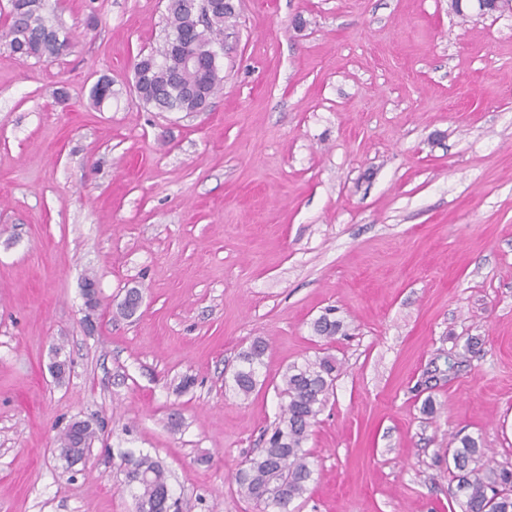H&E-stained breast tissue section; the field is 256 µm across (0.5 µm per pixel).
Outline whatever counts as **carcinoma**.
Returning <instances> with one entry per match:
<instances>
[{"label": "carcinoma", "instance_id": "cac0c4a2", "mask_svg": "<svg viewBox=\"0 0 512 512\" xmlns=\"http://www.w3.org/2000/svg\"><path fill=\"white\" fill-rule=\"evenodd\" d=\"M46 0H9L0 23V45L22 61L58 57L72 45L69 33L46 15ZM235 17L218 12L206 21L194 0H169L163 44L142 54L134 64L133 88L136 99L162 112H203L223 86L220 65L200 75L183 65L185 50L208 53L223 42L224 27ZM112 80L101 78L90 89L92 104L98 108L112 99ZM342 329V323L323 315L314 323L315 333L328 340ZM268 344L254 340L238 356L230 388L244 396L258 384ZM336 358L331 355L288 366L282 376L281 396L286 398L279 420L262 448L239 464L234 482L239 492L261 507V512H288L316 480L311 454L305 448L311 427L324 409L336 380ZM96 430L84 423L75 440L70 429L58 438L66 449L62 457L72 466L90 454ZM484 448L478 439L465 436L448 449V466L453 485L448 494L461 501L463 512H512V470L497 469L482 461ZM126 485L133 492L137 512H176L166 469L149 454L126 452L121 456Z\"/></svg>", "mask_w": 512, "mask_h": 512}]
</instances>
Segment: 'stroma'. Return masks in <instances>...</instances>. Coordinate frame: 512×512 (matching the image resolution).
I'll return each instance as SVG.
<instances>
[{"label":"stroma","instance_id":"obj_1","mask_svg":"<svg viewBox=\"0 0 512 512\" xmlns=\"http://www.w3.org/2000/svg\"><path fill=\"white\" fill-rule=\"evenodd\" d=\"M234 4L204 112L133 92L168 0H48L67 55L0 46V512H136L126 451L162 462L180 512H259L232 474L287 366L327 353L319 478L291 512H461L448 447L466 435L512 468V13ZM329 309L332 341L312 330ZM257 337L265 365L239 396L226 383ZM76 419L103 434L68 469L57 437Z\"/></svg>","mask_w":512,"mask_h":512}]
</instances>
